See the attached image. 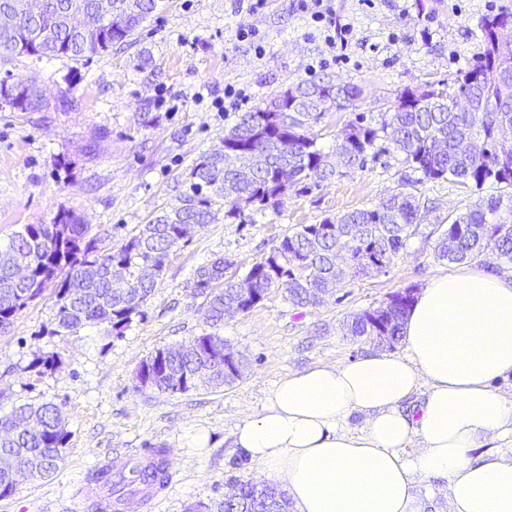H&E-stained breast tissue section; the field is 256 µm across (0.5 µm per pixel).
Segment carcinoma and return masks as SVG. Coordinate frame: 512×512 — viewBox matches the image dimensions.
Instances as JSON below:
<instances>
[{"mask_svg":"<svg viewBox=\"0 0 512 512\" xmlns=\"http://www.w3.org/2000/svg\"><path fill=\"white\" fill-rule=\"evenodd\" d=\"M99 0H44L41 15L31 26L44 32L34 50H16L0 40L3 58L17 55L66 58L79 61L114 47L121 48L156 8L155 0H112V21L94 35L77 34L66 25L74 8L92 11ZM479 50L467 69L456 74L447 90H403L393 109L379 126L364 124L358 116L336 139L335 149L317 148L308 130L331 109L355 105L362 89L350 82L324 75L293 85L292 107L280 111V95L254 110L237 115L224 128L218 147L202 153L185 174V190L170 206L139 227L120 245L105 249L89 225L70 211L59 213L52 224H23L10 238L4 253L38 255L39 264L29 279H16L0 268V333L16 316L40 298L50 283L56 284L57 329L74 333L88 324L104 327L108 337H121L135 318H144V306L155 279L140 277L150 262L164 270L169 252L191 237L195 228L211 224L224 214L226 220L245 221L251 211L277 210L288 190L306 192L344 172L362 168L376 158L378 140L384 138L403 155V162L418 173L377 203L327 216L317 224H300L282 237L270 252L255 262L245 275L257 296L282 289L284 299L297 306L316 307L323 294L346 277L379 275L388 271L422 221L421 194L417 186L427 182L458 181L481 189L487 184L512 188V152L496 145L504 127L512 128V12L507 10L481 20ZM50 101L31 85L24 91L20 112H45ZM260 153L250 171L233 165V150ZM512 194L491 195L470 205L448 222L438 239L436 255L450 263L471 261L487 251L512 265ZM126 267L129 284L121 287L110 277L112 264ZM227 262L218 258L199 267L193 290L206 300L205 324L211 331L195 337V344L170 348L160 359L147 356L137 365L138 384L163 393H185L200 385H231L236 376L224 374V353H234L216 330L224 326L231 309L247 313L236 285L210 287L224 280ZM409 307L377 308L380 321L391 320L387 335L393 345L403 341V319ZM348 334L373 341L378 335L372 316L363 311L348 324ZM57 354L34 358L30 368L39 374L54 371ZM69 431L60 408L52 402L14 404L0 417V455L12 457L13 466L0 471V498L12 496L19 486L47 478L64 460ZM154 460L130 469L126 485L162 489L170 480L165 449L153 450ZM277 497V512H290L286 494L267 484L239 483L235 494L216 504L199 502L189 512H250V503L261 490Z\"/></svg>","mask_w":512,"mask_h":512,"instance_id":"1","label":"carcinoma"}]
</instances>
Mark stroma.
Listing matches in <instances>:
<instances>
[{
  "mask_svg": "<svg viewBox=\"0 0 512 512\" xmlns=\"http://www.w3.org/2000/svg\"><path fill=\"white\" fill-rule=\"evenodd\" d=\"M159 2L124 49L77 62L27 55L0 61V79L26 81L51 97L65 91L73 100L69 110L49 112L0 104L1 249L20 225L50 224L63 211L81 216L104 246L121 243L179 196L194 159L220 145L225 121L211 102L223 97L225 84L246 88L255 106L310 78V64L329 55L322 38L311 35L308 15L290 0H267L254 16L239 0ZM331 6L352 23L353 38L347 60L326 71L363 95L354 110L327 112L312 127L326 152L354 112L376 126L404 89L452 82L479 48L482 18L512 9V0H375L370 7L331 0ZM242 22L264 38V58L237 39ZM91 140L96 149L89 153ZM405 174L402 155L386 152L307 192L289 190L280 210L195 229L170 252L145 318L120 338L95 325L55 334V289L47 287L0 334V390L7 394L0 417L16 401L54 403L70 433L68 451L50 477L24 482L0 499V512H98L85 495L89 473L107 461L113 473L124 472L130 456L150 447L166 448L172 479L135 512H185L256 480L255 467L232 444L234 424L257 411L288 372L374 353L373 345L349 336L347 322L393 293L422 291L455 271L436 257V240L450 215L496 193V186L424 184L425 217L387 273L350 279L314 308L293 305L275 290L249 312L225 318L221 336L246 359L234 384L162 393L137 387L136 367L156 348L206 332L205 301L193 291L198 267L221 257L229 262L225 279H241L297 225L377 203ZM53 352L61 358L55 371L30 370L34 357Z\"/></svg>",
  "mask_w": 512,
  "mask_h": 512,
  "instance_id": "1",
  "label": "stroma"
}]
</instances>
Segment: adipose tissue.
I'll return each instance as SVG.
<instances>
[{
    "instance_id": "adipose-tissue-1",
    "label": "adipose tissue",
    "mask_w": 512,
    "mask_h": 512,
    "mask_svg": "<svg viewBox=\"0 0 512 512\" xmlns=\"http://www.w3.org/2000/svg\"><path fill=\"white\" fill-rule=\"evenodd\" d=\"M404 343L289 372L236 423L235 447L292 512H420V477L445 479L452 512H512V397L492 386L512 374V280L470 267L432 280Z\"/></svg>"
}]
</instances>
